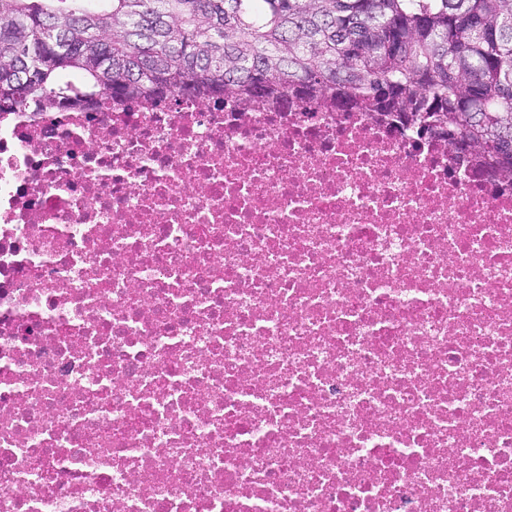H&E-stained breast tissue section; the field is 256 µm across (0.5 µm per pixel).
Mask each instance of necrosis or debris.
Here are the masks:
<instances>
[{
	"label": "necrosis or debris",
	"mask_w": 512,
	"mask_h": 512,
	"mask_svg": "<svg viewBox=\"0 0 512 512\" xmlns=\"http://www.w3.org/2000/svg\"><path fill=\"white\" fill-rule=\"evenodd\" d=\"M0 512H512V181L320 98L1 112Z\"/></svg>",
	"instance_id": "necrosis-or-debris-1"
}]
</instances>
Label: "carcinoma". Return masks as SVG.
<instances>
[{"label":"carcinoma","mask_w":512,"mask_h":512,"mask_svg":"<svg viewBox=\"0 0 512 512\" xmlns=\"http://www.w3.org/2000/svg\"><path fill=\"white\" fill-rule=\"evenodd\" d=\"M168 93L385 112L512 181V0H0V113Z\"/></svg>","instance_id":"cac0c4a2"}]
</instances>
